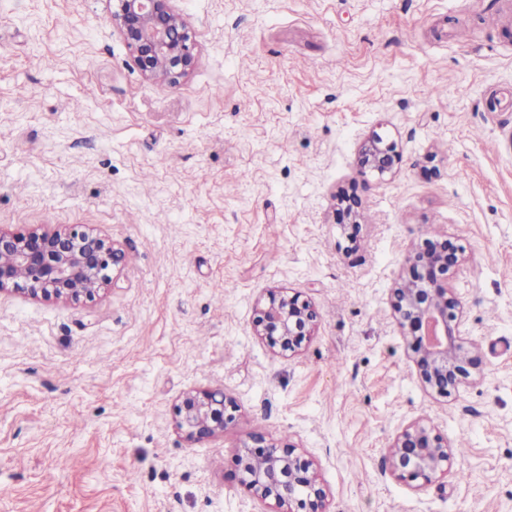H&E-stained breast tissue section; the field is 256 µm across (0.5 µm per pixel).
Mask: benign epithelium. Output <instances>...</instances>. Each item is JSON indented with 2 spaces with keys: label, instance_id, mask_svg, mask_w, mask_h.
I'll return each instance as SVG.
<instances>
[{
  "label": "benign epithelium",
  "instance_id": "7a95c632",
  "mask_svg": "<svg viewBox=\"0 0 512 512\" xmlns=\"http://www.w3.org/2000/svg\"><path fill=\"white\" fill-rule=\"evenodd\" d=\"M173 0H112V24L147 81L177 85L196 64V36L172 5ZM400 162L396 146L369 134L356 167L362 176H384ZM464 249L444 236L427 237L405 260L408 274L392 289L393 307L421 381L446 397L476 383L478 357L461 342L465 319L448 280ZM123 251L81 224L0 231V292L79 303L116 284ZM319 319L315 305L298 292L271 291L255 307L253 330L282 356L296 353L313 335ZM237 405L220 389L184 393L175 406L177 428L190 441L224 431ZM452 446L441 430L420 420L392 439L387 451L389 474L407 484H429L448 472ZM241 480L260 505L276 512H326L327 494L312 460L290 444L277 446L260 434L251 436L236 457Z\"/></svg>",
  "mask_w": 512,
  "mask_h": 512
}]
</instances>
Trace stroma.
Segmentation results:
<instances>
[{
	"instance_id": "obj_1",
	"label": "stroma",
	"mask_w": 512,
	"mask_h": 512,
	"mask_svg": "<svg viewBox=\"0 0 512 512\" xmlns=\"http://www.w3.org/2000/svg\"><path fill=\"white\" fill-rule=\"evenodd\" d=\"M173 5L197 40L175 86L109 0H0V229L86 224L125 254L91 302L0 294V512H258L255 434L312 459L328 512H512V0ZM373 132L393 175L356 170ZM429 233L465 250L483 376L447 397L392 308ZM274 288L319 311L290 357L252 331ZM213 388L236 418L189 441L174 407ZM419 418L468 446L415 487L385 454Z\"/></svg>"
}]
</instances>
